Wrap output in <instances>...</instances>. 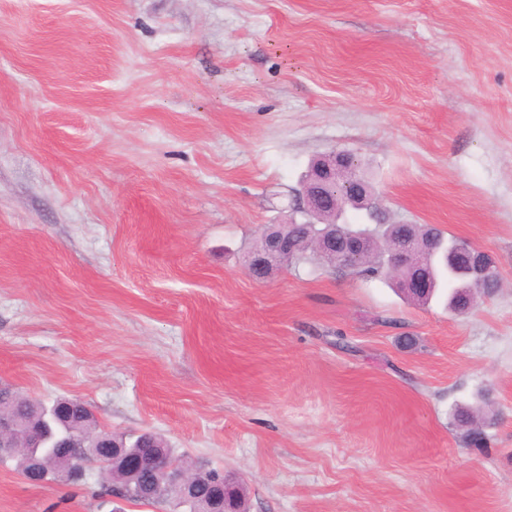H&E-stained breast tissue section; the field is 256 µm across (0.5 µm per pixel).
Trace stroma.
<instances>
[{"label":"stroma","instance_id":"obj_1","mask_svg":"<svg viewBox=\"0 0 512 512\" xmlns=\"http://www.w3.org/2000/svg\"><path fill=\"white\" fill-rule=\"evenodd\" d=\"M340 150L499 291L253 280ZM0 383L160 434L248 512H512V0H0ZM64 493L0 466V512H97Z\"/></svg>","mask_w":512,"mask_h":512}]
</instances>
